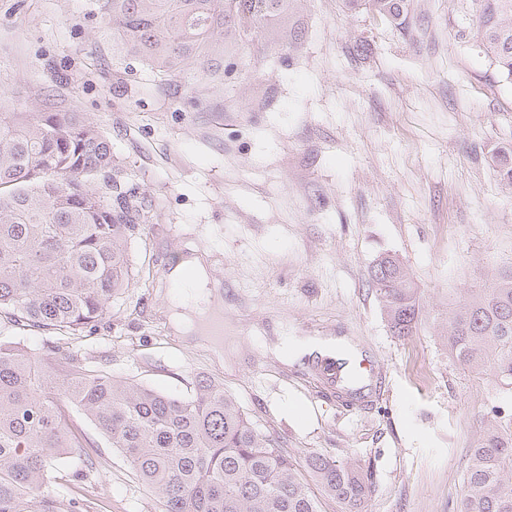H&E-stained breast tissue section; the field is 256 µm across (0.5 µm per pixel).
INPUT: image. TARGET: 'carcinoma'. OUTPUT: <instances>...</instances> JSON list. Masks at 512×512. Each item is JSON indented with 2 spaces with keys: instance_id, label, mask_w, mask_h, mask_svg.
Masks as SVG:
<instances>
[{
  "instance_id": "cac0c4a2",
  "label": "carcinoma",
  "mask_w": 512,
  "mask_h": 512,
  "mask_svg": "<svg viewBox=\"0 0 512 512\" xmlns=\"http://www.w3.org/2000/svg\"><path fill=\"white\" fill-rule=\"evenodd\" d=\"M295 0H109L107 25L160 72L212 61L217 39L250 45ZM412 0H343L397 27ZM460 36L512 83V0H472ZM142 202L112 165V146L82 112H0V317L16 329L78 336L110 314L129 287L128 245ZM371 285L392 333L421 324L408 268L382 256ZM448 356L512 385V267L468 290L448 312ZM79 409L149 489L161 512H321L320 499L367 512L373 473L318 452L297 461L258 430L214 377L173 397L91 369L75 352L38 351L0 338V512H84L53 490L60 459L93 464ZM312 473L317 491L302 478ZM457 512H512V426L472 449Z\"/></svg>"
}]
</instances>
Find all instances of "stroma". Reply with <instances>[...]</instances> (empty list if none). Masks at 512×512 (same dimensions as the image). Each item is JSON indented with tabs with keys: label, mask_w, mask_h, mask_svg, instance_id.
Here are the masks:
<instances>
[{
	"label": "stroma",
	"mask_w": 512,
	"mask_h": 512,
	"mask_svg": "<svg viewBox=\"0 0 512 512\" xmlns=\"http://www.w3.org/2000/svg\"><path fill=\"white\" fill-rule=\"evenodd\" d=\"M108 0H0V112L85 113L127 187L150 204L136 278L95 330L59 340L113 376L185 397L223 380L293 458L370 466L369 512H455L470 451L512 417V388L462 369L440 337L449 302L512 265V83L458 35L471 0H413L405 29L342 0H299L302 33L230 46V75L160 74L113 40ZM205 258L224 360L178 334L171 269ZM409 269L422 321L390 331L370 285L380 255ZM346 337L356 390L325 385L303 339ZM71 455L56 491L91 512H160L120 454Z\"/></svg>",
	"instance_id": "35a3bbf8"
}]
</instances>
